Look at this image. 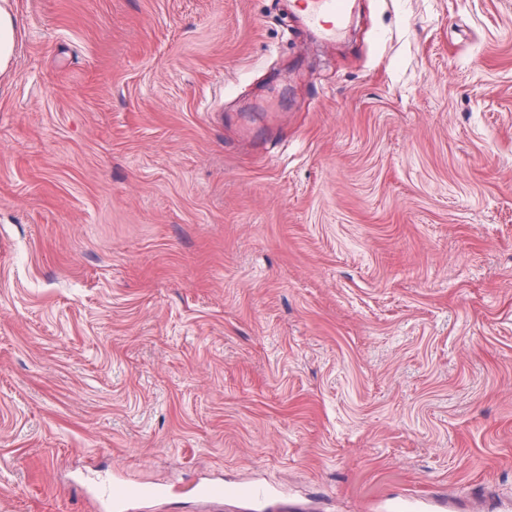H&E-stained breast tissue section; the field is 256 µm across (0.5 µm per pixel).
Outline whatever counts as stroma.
<instances>
[{
  "label": "stroma",
  "mask_w": 512,
  "mask_h": 512,
  "mask_svg": "<svg viewBox=\"0 0 512 512\" xmlns=\"http://www.w3.org/2000/svg\"><path fill=\"white\" fill-rule=\"evenodd\" d=\"M16 6L0 512L512 500V0H350L320 47L288 0ZM89 487L91 491L88 494L94 495L107 510L115 512H128L142 510L139 506L145 502H150L159 498L170 497L175 491L167 487H159L151 490H140L130 492L122 497L111 496L109 489V479L106 475H96L90 478Z\"/></svg>",
  "instance_id": "obj_1"
}]
</instances>
